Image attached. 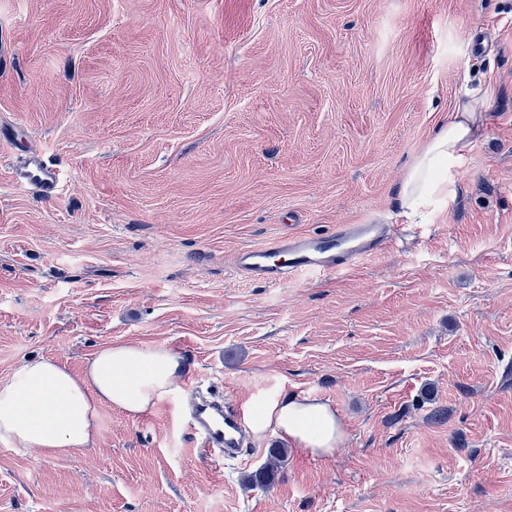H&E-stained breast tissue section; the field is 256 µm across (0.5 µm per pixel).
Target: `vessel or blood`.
Wrapping results in <instances>:
<instances>
[{
  "label": "vessel or blood",
  "mask_w": 512,
  "mask_h": 512,
  "mask_svg": "<svg viewBox=\"0 0 512 512\" xmlns=\"http://www.w3.org/2000/svg\"><path fill=\"white\" fill-rule=\"evenodd\" d=\"M9 178L14 186L35 187L46 198L56 196L58 191V172L38 154L30 155L22 166L11 168ZM388 243L384 225L340 224L327 235L289 234L260 247L243 248L236 254L235 265L245 276L266 283H277L303 272L328 276L350 269L385 249ZM243 418L240 408L193 404L183 419L198 458L213 462L218 453L237 454Z\"/></svg>",
  "instance_id": "b4317fda"
}]
</instances>
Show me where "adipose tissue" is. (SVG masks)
<instances>
[{
	"label": "adipose tissue",
	"mask_w": 512,
	"mask_h": 512,
	"mask_svg": "<svg viewBox=\"0 0 512 512\" xmlns=\"http://www.w3.org/2000/svg\"><path fill=\"white\" fill-rule=\"evenodd\" d=\"M483 99H457L447 123L438 127L409 167L399 194L401 213L411 218L432 201L449 197L452 170L483 138ZM182 357L163 344H111L88 360L82 374L46 357L25 361L0 380V441L70 456L95 447L102 407L137 419L179 390ZM255 437L278 434L315 456L332 455L341 426L329 402L305 398L265 400L248 420Z\"/></svg>",
	"instance_id": "adipose-tissue-1"
}]
</instances>
